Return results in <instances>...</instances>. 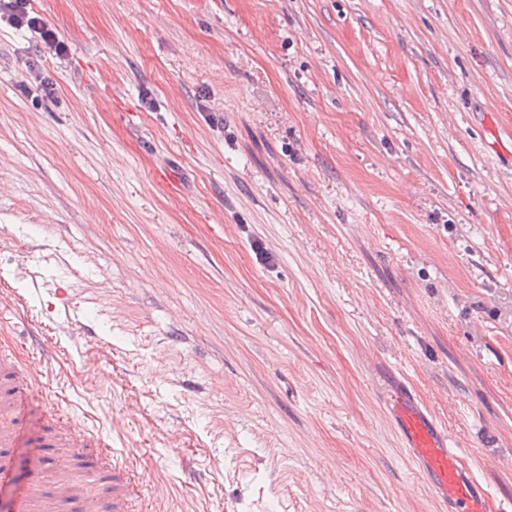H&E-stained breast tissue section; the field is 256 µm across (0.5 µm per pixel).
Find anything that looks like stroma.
<instances>
[{
  "label": "stroma",
  "instance_id": "1",
  "mask_svg": "<svg viewBox=\"0 0 512 512\" xmlns=\"http://www.w3.org/2000/svg\"><path fill=\"white\" fill-rule=\"evenodd\" d=\"M0 16V512L46 414L154 512H439L410 380L512 502V0H33ZM55 100L21 89L30 70ZM30 0H1L0 13H8L11 21L16 27H27L30 31L38 34L42 42L56 55L62 57L66 51V44L61 41L57 33L49 28L44 20L32 7ZM34 14V15H32ZM93 442L91 443V439ZM82 437L75 439L76 443L89 449L86 456V462L90 468H95L99 471L101 480L107 484L112 485V506L109 511L104 512H128L127 506V491L131 487L132 491L143 494L147 487L154 483V472L149 468H143L140 472L129 473L123 469L120 464L115 463L109 469H101L99 467V459L102 454H107V449L102 447L101 442L94 437Z\"/></svg>",
  "mask_w": 512,
  "mask_h": 512
}]
</instances>
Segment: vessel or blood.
<instances>
[{
	"instance_id": "obj_1",
	"label": "vessel or blood",
	"mask_w": 512,
	"mask_h": 512,
	"mask_svg": "<svg viewBox=\"0 0 512 512\" xmlns=\"http://www.w3.org/2000/svg\"><path fill=\"white\" fill-rule=\"evenodd\" d=\"M382 410L394 427L399 447L418 467L441 512H508L474 475L466 454L453 446L447 428L404 376L393 375ZM79 443L89 449L88 466L99 468L101 480L112 487V512H128V491L140 493L151 486L153 471L145 468L130 473L117 464L100 469L102 445L92 444L87 437Z\"/></svg>"
}]
</instances>
